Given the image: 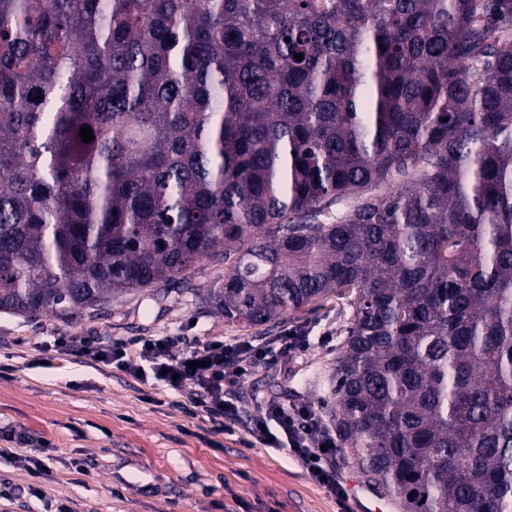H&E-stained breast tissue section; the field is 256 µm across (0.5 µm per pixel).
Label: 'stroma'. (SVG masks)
I'll return each mask as SVG.
<instances>
[{
    "instance_id": "stroma-1",
    "label": "stroma",
    "mask_w": 512,
    "mask_h": 512,
    "mask_svg": "<svg viewBox=\"0 0 512 512\" xmlns=\"http://www.w3.org/2000/svg\"><path fill=\"white\" fill-rule=\"evenodd\" d=\"M223 257L206 258L170 285L164 298L142 291L101 310L69 317L0 312V512H342L288 447L244 445L242 427L213 433L209 422L176 407L189 390L148 382L110 365L48 351L54 336L132 342L150 336L201 341L270 342L284 330L308 336L305 349L273 347L266 360L229 386L247 405L275 401L307 406L328 430L332 375L353 316L347 300L332 298L251 328L225 322L194 291L224 276ZM152 392L144 401L142 391ZM40 442L52 456V474L32 478L3 455L11 435ZM85 469L73 480L70 464Z\"/></svg>"
}]
</instances>
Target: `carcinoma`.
I'll list each match as a JSON object with an SVG mask.
<instances>
[{"label":"carcinoma","mask_w":512,"mask_h":512,"mask_svg":"<svg viewBox=\"0 0 512 512\" xmlns=\"http://www.w3.org/2000/svg\"><path fill=\"white\" fill-rule=\"evenodd\" d=\"M220 253L229 323L349 299L336 432L401 512H512V0H0V312Z\"/></svg>","instance_id":"carcinoma-1"}]
</instances>
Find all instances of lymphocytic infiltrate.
Masks as SVG:
<instances>
[{
    "instance_id": "f902f5d3",
    "label": "lymphocytic infiltrate",
    "mask_w": 512,
    "mask_h": 512,
    "mask_svg": "<svg viewBox=\"0 0 512 512\" xmlns=\"http://www.w3.org/2000/svg\"><path fill=\"white\" fill-rule=\"evenodd\" d=\"M53 345L75 354L85 364L112 365L133 377L144 364H151L153 372L163 373L171 389L190 388L187 402L180 405L184 415L208 420L218 433L231 423L244 421L247 434L259 437L271 448L278 447L280 439H287L290 452L307 472L319 473L324 487L339 503H347L348 493L337 481L332 466L336 439L312 410L305 406L287 408L271 401L250 413L239 400L229 397L228 385L266 358L267 344L221 340L204 343L183 336H158L140 339L131 347L120 341L57 336ZM192 361L197 364L193 370L188 367Z\"/></svg>"
}]
</instances>
